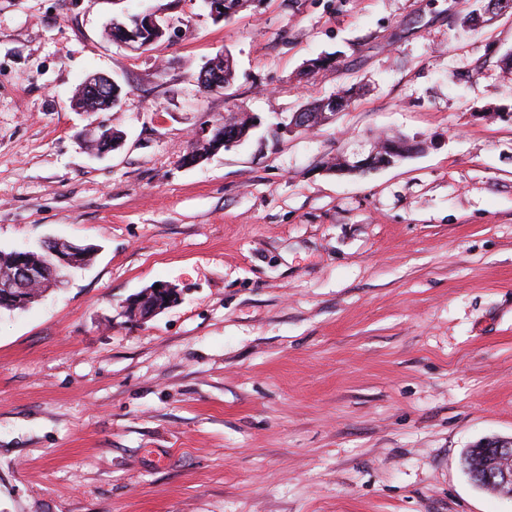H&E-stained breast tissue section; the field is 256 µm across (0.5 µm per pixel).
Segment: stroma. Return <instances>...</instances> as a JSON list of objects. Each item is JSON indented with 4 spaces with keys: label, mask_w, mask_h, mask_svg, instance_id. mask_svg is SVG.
<instances>
[{
    "label": "stroma",
    "mask_w": 512,
    "mask_h": 512,
    "mask_svg": "<svg viewBox=\"0 0 512 512\" xmlns=\"http://www.w3.org/2000/svg\"><path fill=\"white\" fill-rule=\"evenodd\" d=\"M148 9L162 39L107 37ZM472 10L0 0V250L98 248L0 313V512H512L462 466L512 437V11ZM225 52L234 81L203 91ZM94 74L121 100L76 111ZM346 84L331 122L284 131ZM230 112L250 137L184 165ZM399 135L394 165L326 167ZM158 283L177 303L130 320Z\"/></svg>",
    "instance_id": "1"
}]
</instances>
